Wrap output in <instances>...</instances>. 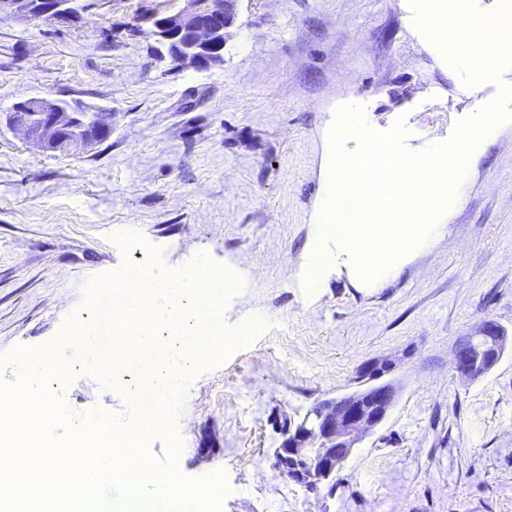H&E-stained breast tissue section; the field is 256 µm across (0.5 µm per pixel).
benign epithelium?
<instances>
[{"instance_id":"benign-epithelium-1","label":"benign epithelium","mask_w":512,"mask_h":512,"mask_svg":"<svg viewBox=\"0 0 512 512\" xmlns=\"http://www.w3.org/2000/svg\"><path fill=\"white\" fill-rule=\"evenodd\" d=\"M175 13L146 10L130 32L147 30L182 68L210 70L223 60L227 29L234 23L239 0H185ZM85 9L73 0H0V17L24 21L45 20L70 25ZM7 123L45 152L70 151L96 144L100 134H112V113L91 105L32 96L15 102ZM509 336L493 321H486L456 347L452 368L472 379L491 370L502 358ZM394 361L376 358L363 366L361 385L342 396L319 402L302 420L281 426L278 448L281 473L315 490L333 479L356 445L373 434L395 405L398 388L385 376Z\"/></svg>"}]
</instances>
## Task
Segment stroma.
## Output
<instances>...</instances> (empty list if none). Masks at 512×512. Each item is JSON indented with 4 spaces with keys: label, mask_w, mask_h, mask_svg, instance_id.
Listing matches in <instances>:
<instances>
[{
    "label": "stroma",
    "mask_w": 512,
    "mask_h": 512,
    "mask_svg": "<svg viewBox=\"0 0 512 512\" xmlns=\"http://www.w3.org/2000/svg\"><path fill=\"white\" fill-rule=\"evenodd\" d=\"M184 5L100 0L70 26L0 19V387L48 352L63 368L55 406L69 410L58 447L91 415L138 426L136 373L105 384L83 366L92 285L202 255L241 281L219 309L225 332L254 330L191 365L179 414L127 461L222 479L217 512H512V346L477 379L451 368L485 321L512 337V122L471 161L435 242L394 275L366 288L335 264L315 295L299 282L338 108L363 106L380 133L403 122L401 146L417 154L448 141L512 70L465 86L410 0H240L224 62L208 71L121 33L144 9ZM22 95L98 105L112 134L43 153L2 121ZM374 357L394 361L400 387L383 425L335 484L312 493L283 477L279 423L355 389Z\"/></svg>",
    "instance_id": "35a3bbf8"
}]
</instances>
